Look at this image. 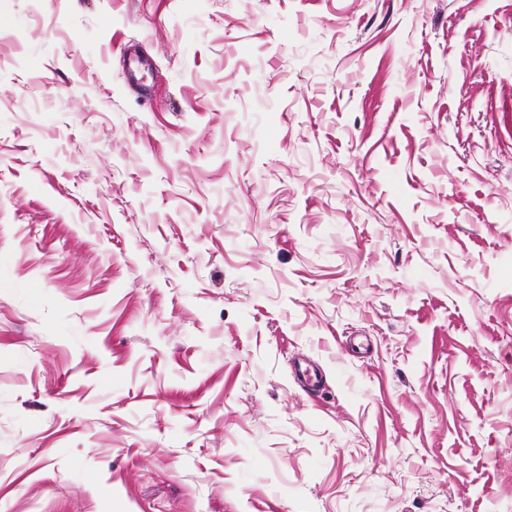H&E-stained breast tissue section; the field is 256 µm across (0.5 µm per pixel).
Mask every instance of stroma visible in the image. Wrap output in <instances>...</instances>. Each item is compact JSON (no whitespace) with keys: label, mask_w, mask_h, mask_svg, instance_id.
Listing matches in <instances>:
<instances>
[{"label":"stroma","mask_w":512,"mask_h":512,"mask_svg":"<svg viewBox=\"0 0 512 512\" xmlns=\"http://www.w3.org/2000/svg\"><path fill=\"white\" fill-rule=\"evenodd\" d=\"M273 507L512 512V0H0V512Z\"/></svg>","instance_id":"35a3bbf8"}]
</instances>
